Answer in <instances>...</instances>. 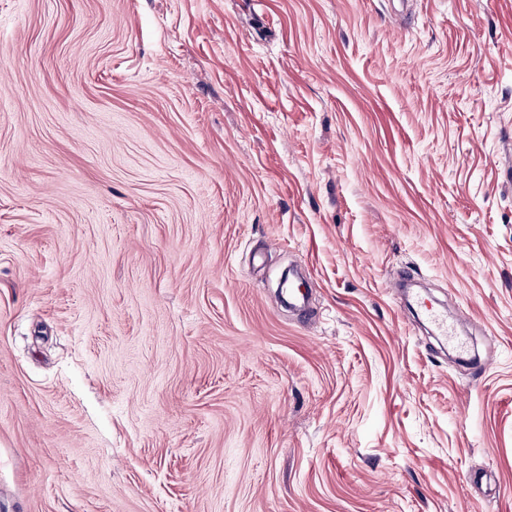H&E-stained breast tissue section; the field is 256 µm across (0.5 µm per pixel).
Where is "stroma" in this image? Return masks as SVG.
I'll return each mask as SVG.
<instances>
[{
    "mask_svg": "<svg viewBox=\"0 0 512 512\" xmlns=\"http://www.w3.org/2000/svg\"><path fill=\"white\" fill-rule=\"evenodd\" d=\"M0 512H512V0H0ZM417 301L435 334L437 336H442L446 341H448V344L460 353H465L466 349L460 340V336H458V330L460 325L469 320L468 313L465 310H459L453 318L448 319L447 316L442 315L430 305L425 304L422 299L419 300L417 298Z\"/></svg>",
    "mask_w": 512,
    "mask_h": 512,
    "instance_id": "1",
    "label": "stroma"
}]
</instances>
